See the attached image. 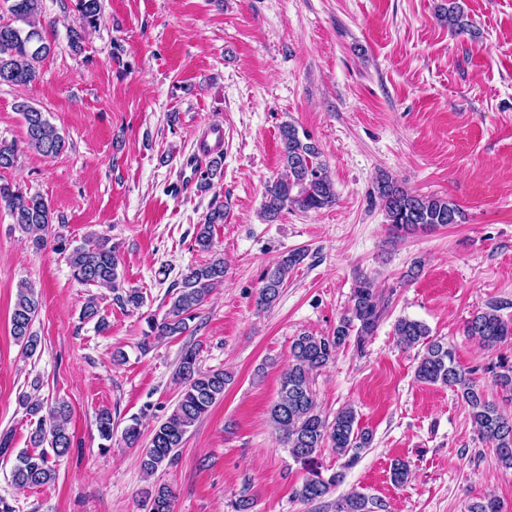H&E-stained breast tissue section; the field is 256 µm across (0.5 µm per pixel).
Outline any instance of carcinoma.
<instances>
[{
  "label": "carcinoma",
  "instance_id": "obj_1",
  "mask_svg": "<svg viewBox=\"0 0 512 512\" xmlns=\"http://www.w3.org/2000/svg\"><path fill=\"white\" fill-rule=\"evenodd\" d=\"M43 0H0L6 6L9 19L0 18V84L27 86L37 81L41 63L50 55L54 42L46 28L39 23ZM76 16V25L69 30L70 49L78 54L83 50L87 30L97 27L102 19L101 0H70ZM442 18L448 27L462 33L470 24L458 0H448ZM26 126L27 145L45 157L60 154L65 146L62 134L41 110L26 104L18 105ZM283 172L265 186L260 211L268 223L276 221L284 210L318 211L336 204V189L326 164L321 159L317 144L309 135H299L288 123L280 128ZM17 161V146L0 140V168L9 169ZM222 158L212 157L198 167L200 190H208L221 168ZM378 196L382 202L387 223L395 232H410L439 225L458 224L461 209L446 197L408 192L387 179L378 181ZM0 206L7 208L17 228L33 246L41 249L48 242L52 226L51 207L40 195H31L17 185L0 183ZM224 202L213 200L204 222L197 225L194 244L200 251L214 248L215 225L224 223ZM54 249L67 254V261L75 280L84 285L116 289L119 286V247L108 237H97L71 246L66 239L53 237ZM304 259L301 251H292L269 268L263 278L257 305L272 307L279 299L288 273ZM224 259L214 257L207 263L190 265L181 274L165 317L150 322L151 332L162 338L181 334L187 321L194 318L211 293L224 283ZM39 314V301L32 288L22 285L17 291L11 316V333L25 353L34 355L41 343L32 330ZM383 316L381 297L366 278H361L350 296L346 313L340 318L332 334L315 336L303 333L291 345V359L281 376L278 398L270 409V420L282 443L288 448L295 463L305 471L301 484L294 489V498L312 503L324 499L340 482L342 474L324 473L320 461L322 450L331 448L338 457L348 458L352 464L363 450L370 447L372 433L359 425L356 411L344 407L333 418L323 416L312 388V373L329 364L336 351L350 337L361 346L376 330ZM82 317L96 321L102 331L108 328L95 301L84 307ZM397 342L405 349L425 345L419 357L415 377L430 385L452 388L469 408L471 420L481 439L491 443L502 467L512 469V415L487 397L479 382L456 362L455 351L448 343L429 338V328L422 322L400 318L394 325ZM466 336L478 341L488 350L512 340V320L498 314V307L479 308L466 321ZM494 385L512 402V357L504 355L486 367ZM176 377L181 384L177 404L172 412L154 429L149 443L139 449L141 470L148 476L169 464L182 447L189 429L200 421L224 396L230 377L222 370L204 371L199 367L197 351L189 346L180 357ZM68 405L59 402L38 419L31 441L41 448L37 454L22 451L12 470V482L19 488H34L50 484L56 471L49 463L48 452L57 457L65 455L71 439L65 422ZM97 428L106 441L112 440V413L102 410L97 414ZM48 449H43V446ZM174 492L166 483L156 484L144 491V512H173ZM377 501L359 491H352L336 499L335 512H376ZM467 512H502L498 498L487 494L472 502Z\"/></svg>",
  "mask_w": 512,
  "mask_h": 512
}]
</instances>
